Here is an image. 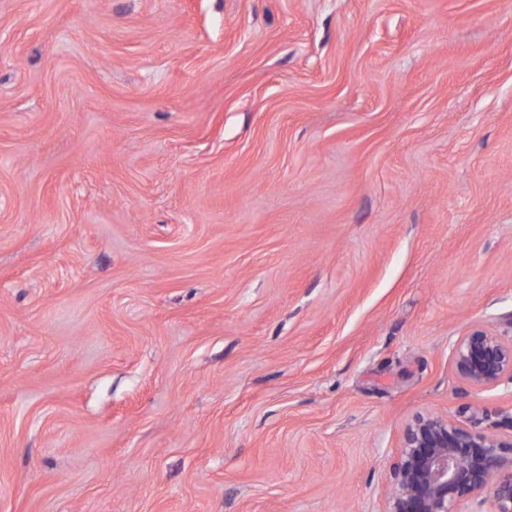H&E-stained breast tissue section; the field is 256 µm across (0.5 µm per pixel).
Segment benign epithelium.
<instances>
[{
  "mask_svg": "<svg viewBox=\"0 0 512 512\" xmlns=\"http://www.w3.org/2000/svg\"><path fill=\"white\" fill-rule=\"evenodd\" d=\"M468 387H512V333L476 326L452 347ZM512 512V435L429 414L403 434L385 512Z\"/></svg>",
  "mask_w": 512,
  "mask_h": 512,
  "instance_id": "obj_1",
  "label": "benign epithelium"
}]
</instances>
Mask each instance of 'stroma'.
<instances>
[{"instance_id":"35a3bbf8","label":"stroma","mask_w":512,"mask_h":512,"mask_svg":"<svg viewBox=\"0 0 512 512\" xmlns=\"http://www.w3.org/2000/svg\"><path fill=\"white\" fill-rule=\"evenodd\" d=\"M512 329V0H0V512H385ZM456 377L468 387L512 390V330L502 334L476 326L463 334L452 347Z\"/></svg>"}]
</instances>
